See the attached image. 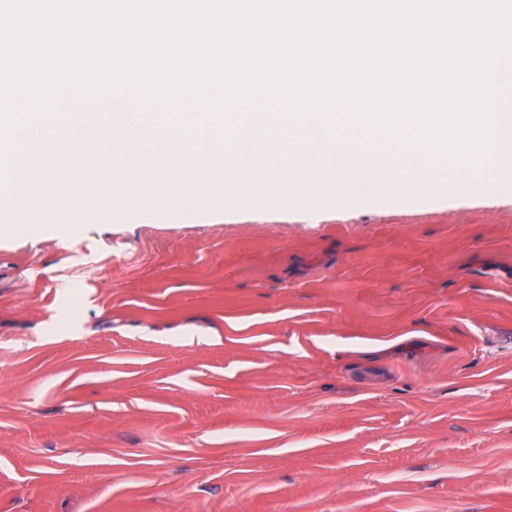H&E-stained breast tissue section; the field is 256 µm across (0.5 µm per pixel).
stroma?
Masks as SVG:
<instances>
[{"mask_svg": "<svg viewBox=\"0 0 512 512\" xmlns=\"http://www.w3.org/2000/svg\"><path fill=\"white\" fill-rule=\"evenodd\" d=\"M0 227V512H512V183Z\"/></svg>", "mask_w": 512, "mask_h": 512, "instance_id": "35a3bbf8", "label": "stroma"}]
</instances>
